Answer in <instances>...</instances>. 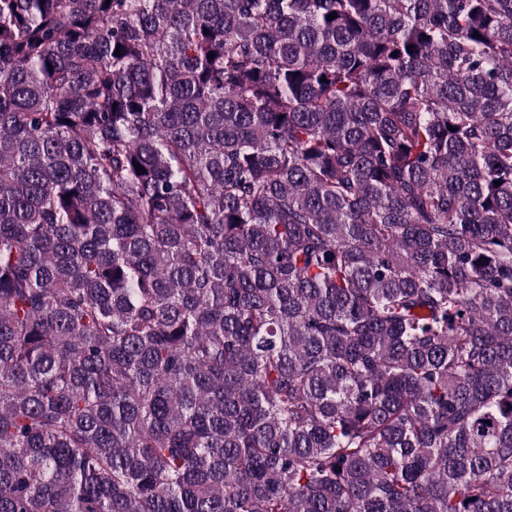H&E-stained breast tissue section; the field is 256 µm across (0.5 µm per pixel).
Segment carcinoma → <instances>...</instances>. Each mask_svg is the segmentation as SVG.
I'll list each match as a JSON object with an SVG mask.
<instances>
[{
  "label": "carcinoma",
  "instance_id": "cac0c4a2",
  "mask_svg": "<svg viewBox=\"0 0 512 512\" xmlns=\"http://www.w3.org/2000/svg\"><path fill=\"white\" fill-rule=\"evenodd\" d=\"M0 512H512V0H0Z\"/></svg>",
  "mask_w": 512,
  "mask_h": 512
}]
</instances>
